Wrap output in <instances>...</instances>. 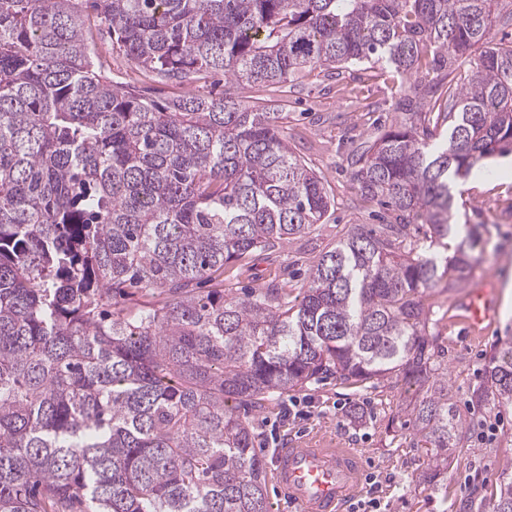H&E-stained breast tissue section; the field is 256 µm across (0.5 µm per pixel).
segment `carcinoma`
I'll use <instances>...</instances> for the list:
<instances>
[{
	"label": "carcinoma",
	"mask_w": 512,
	"mask_h": 512,
	"mask_svg": "<svg viewBox=\"0 0 512 512\" xmlns=\"http://www.w3.org/2000/svg\"><path fill=\"white\" fill-rule=\"evenodd\" d=\"M75 2L0 0V512H270L237 406L332 375L418 387L417 441L448 468L464 432L423 298L466 282L482 243L451 223L454 182L512 147V46L492 38L512 0H92L112 48L177 85L365 62L435 73L353 162L395 223L353 225L293 300L286 280L224 289V268L331 207L281 113L113 81ZM437 94L443 110L421 112ZM414 224L425 243L406 244ZM490 393L512 405V346L471 402ZM493 512H512V478Z\"/></svg>",
	"instance_id": "carcinoma-1"
}]
</instances>
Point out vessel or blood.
<instances>
[{
	"instance_id": "obj_1",
	"label": "vessel or blood",
	"mask_w": 512,
	"mask_h": 512,
	"mask_svg": "<svg viewBox=\"0 0 512 512\" xmlns=\"http://www.w3.org/2000/svg\"><path fill=\"white\" fill-rule=\"evenodd\" d=\"M460 307L470 332H481L493 318L486 290L468 293ZM362 468L354 449L327 439L313 447L299 441L279 449L273 480L280 497L292 501L298 512H345L361 492Z\"/></svg>"
}]
</instances>
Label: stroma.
I'll return each instance as SVG.
<instances>
[{"mask_svg": "<svg viewBox=\"0 0 512 512\" xmlns=\"http://www.w3.org/2000/svg\"><path fill=\"white\" fill-rule=\"evenodd\" d=\"M106 72L116 81L142 90L151 99H169L190 90L222 95L224 78L209 75L184 87L161 80L136 67L123 53L113 51L107 29L93 32ZM409 77L395 75L379 64L349 65L336 70L315 66L294 76L287 86L236 85L234 95L247 105L273 106L285 116L288 144L322 179L334 207L323 224L282 246L258 252L241 268L224 273V286L237 295L287 276L302 288L311 266L334 247L355 224L374 228L394 216L376 202L363 199L351 180L352 162L362 146L374 140L373 122L394 120L393 105L406 91ZM500 157L484 162L486 176L463 182L455 193L453 217L458 224L481 227L484 254L468 283L428 291L429 327L440 336L448 361V397L467 428L452 463L431 482L423 475L430 467V449L415 445L404 408L412 392L382 382L374 387L350 385L329 377L279 395L271 410H246L255 432V450L272 463L284 435L306 439L325 435L337 445L355 449L365 462V480L375 483L379 512H491L502 473L512 474V406L488 397L483 406L470 403V390L481 382L490 357L512 345V313L501 307L503 286L512 278V177L498 173ZM488 288L497 307L496 319L485 334L468 336L458 308L473 288ZM310 407L307 417L297 406Z\"/></svg>", "mask_w": 512, "mask_h": 512, "instance_id": "stroma-1", "label": "stroma"}]
</instances>
